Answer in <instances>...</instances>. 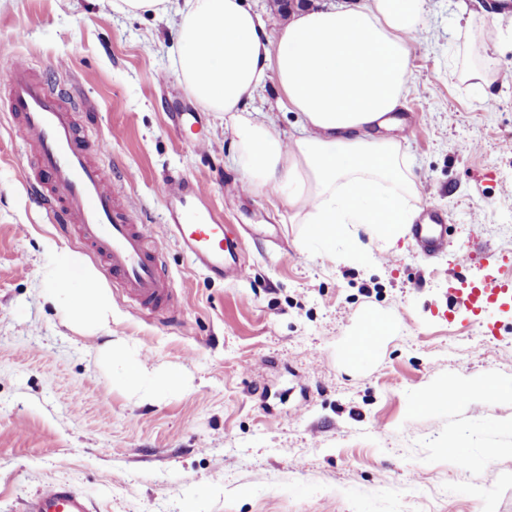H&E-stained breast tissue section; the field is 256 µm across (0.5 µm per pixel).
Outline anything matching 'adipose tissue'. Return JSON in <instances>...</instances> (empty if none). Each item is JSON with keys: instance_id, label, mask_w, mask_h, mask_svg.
I'll list each match as a JSON object with an SVG mask.
<instances>
[{"instance_id": "adipose-tissue-1", "label": "adipose tissue", "mask_w": 512, "mask_h": 512, "mask_svg": "<svg viewBox=\"0 0 512 512\" xmlns=\"http://www.w3.org/2000/svg\"><path fill=\"white\" fill-rule=\"evenodd\" d=\"M101 2L125 15L178 16L176 77L223 113L247 189L279 191L315 238L358 224L390 243L414 223L417 180L399 143L377 131L412 91L410 45L424 26V0L306 10L274 34L248 0ZM271 76L281 105L303 117L304 136L287 142L249 118V103ZM51 255L50 297L65 322L108 327L112 299L95 269L66 248Z\"/></svg>"}]
</instances>
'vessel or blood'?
Returning <instances> with one entry per match:
<instances>
[{"mask_svg": "<svg viewBox=\"0 0 512 512\" xmlns=\"http://www.w3.org/2000/svg\"><path fill=\"white\" fill-rule=\"evenodd\" d=\"M0 106L10 113L16 134L33 145L29 180L36 200L62 224L73 227L84 245L100 256L123 293L152 313L170 309V287L162 252L148 225L119 209L111 180L91 160L75 121L78 103L72 91L33 76L28 64L15 62L4 81ZM166 228L193 265L219 280L244 278L241 242L224 232L223 217L207 201L205 189L181 179L168 188ZM425 257L448 248V226L441 214L428 211L409 228ZM512 293V276H487L479 297L493 301ZM23 512H93L90 498L67 483H52L22 507Z\"/></svg>", "mask_w": 512, "mask_h": 512, "instance_id": "1", "label": "vessel or blood"}]
</instances>
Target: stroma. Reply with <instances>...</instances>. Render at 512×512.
Instances as JSON below:
<instances>
[{
    "label": "stroma",
    "mask_w": 512,
    "mask_h": 512,
    "mask_svg": "<svg viewBox=\"0 0 512 512\" xmlns=\"http://www.w3.org/2000/svg\"><path fill=\"white\" fill-rule=\"evenodd\" d=\"M496 2L425 0L413 90L386 131L419 180L414 207L448 218V249L427 260L406 235L321 245L274 190L238 196L223 113L155 81L178 54L172 23L94 0H0V79L23 61L74 85L81 130L109 141L99 162L149 225L176 308L142 310L94 257L112 323L64 324L46 244L83 246L33 199L28 148L0 111V512L56 481L97 512H512V295L466 302L488 272L472 236L512 267V9ZM469 55L488 69L483 91L463 79ZM249 110L283 139L301 132L275 80ZM175 112L197 113L210 151L178 136ZM172 177L205 187L242 241L244 279L207 278L167 233ZM111 339L126 347L110 359ZM130 359L179 382L150 380L145 400ZM468 379L489 397L419 410L427 388Z\"/></svg>",
    "instance_id": "obj_1"
}]
</instances>
